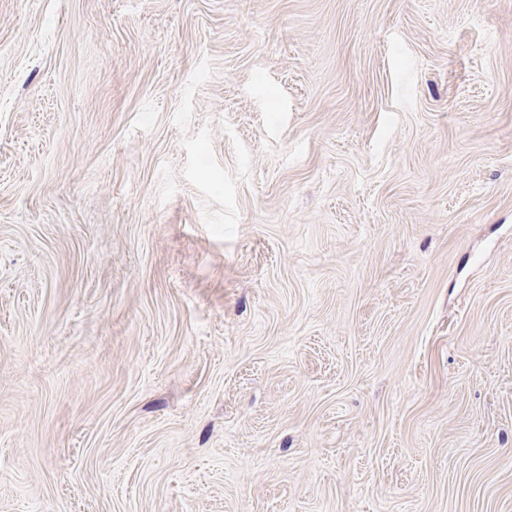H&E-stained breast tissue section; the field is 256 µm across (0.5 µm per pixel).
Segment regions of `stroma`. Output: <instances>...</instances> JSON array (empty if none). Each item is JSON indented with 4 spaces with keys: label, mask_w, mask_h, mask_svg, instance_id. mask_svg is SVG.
<instances>
[{
    "label": "stroma",
    "mask_w": 512,
    "mask_h": 512,
    "mask_svg": "<svg viewBox=\"0 0 512 512\" xmlns=\"http://www.w3.org/2000/svg\"><path fill=\"white\" fill-rule=\"evenodd\" d=\"M0 512H512V0H0Z\"/></svg>",
    "instance_id": "1"
}]
</instances>
